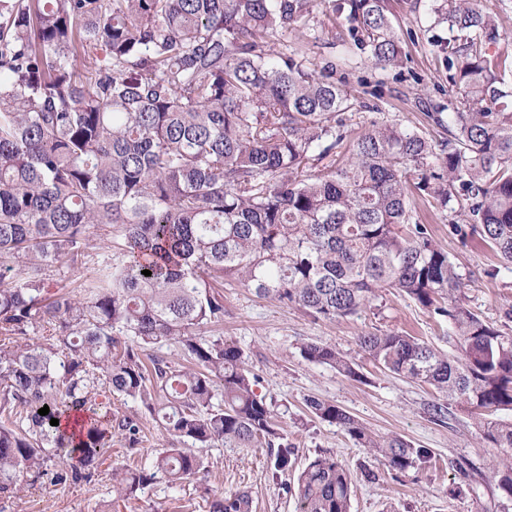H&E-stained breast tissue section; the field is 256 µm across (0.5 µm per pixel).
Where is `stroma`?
Here are the masks:
<instances>
[{"label": "stroma", "mask_w": 512, "mask_h": 512, "mask_svg": "<svg viewBox=\"0 0 512 512\" xmlns=\"http://www.w3.org/2000/svg\"><path fill=\"white\" fill-rule=\"evenodd\" d=\"M392 19L407 53L403 68L374 69L366 61L343 60L347 31L333 22L326 0L315 9L317 39L303 45L311 62L336 63V80L346 85L361 104L360 110L343 113L348 136H355L371 122L397 123L418 131L431 142L448 139L447 126L430 118L427 102L447 103L448 73L438 48L448 29L434 25L428 0H391ZM413 216L426 224L435 243L468 279L462 297L484 321L512 334V265L502 263L490 245L473 239L461 245L448 231L451 213L432 198L415 197ZM497 269L496 279L486 276ZM225 339L244 353L257 376L256 392L271 403L277 422L296 448L298 467L321 452L335 454L350 470L353 492L351 512H502L490 478L489 465L497 450L483 437L480 418L462 403H451L446 423H433L424 413L435 391L425 385L379 368L360 351L361 334L406 332L440 352L455 356L458 349L447 322L433 319L414 301L397 293H382L358 315L334 321H316L302 311L256 297L236 283L224 286ZM306 343L324 344L359 365L365 381L348 379L325 364L306 360L300 348ZM319 398L343 407L372 432L397 435L430 449L425 468L394 478L379 469L375 481L362 475L369 462L359 447L338 426L316 418L307 401ZM127 443L114 438L108 462L102 463L90 483H44L25 489L19 498L0 500V512H106L111 499L112 464L124 461ZM213 465L207 484L213 492L248 489L253 512H296L294 498L271 479L263 448H221L212 452ZM467 476H460V469ZM461 482L463 493L452 499L448 489ZM115 512H208L193 487L171 490L157 484L116 506Z\"/></svg>", "instance_id": "1"}]
</instances>
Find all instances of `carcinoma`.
<instances>
[{
    "instance_id": "cac0c4a2",
    "label": "carcinoma",
    "mask_w": 512,
    "mask_h": 512,
    "mask_svg": "<svg viewBox=\"0 0 512 512\" xmlns=\"http://www.w3.org/2000/svg\"><path fill=\"white\" fill-rule=\"evenodd\" d=\"M330 2L372 65L402 66L389 0ZM316 5L0 0V499L18 497L24 475L91 482L114 435L135 447L142 416L103 408L107 394L162 416L176 440L139 468L112 467V500L160 478L196 484L209 512H251L249 491L213 496L199 479L207 451L265 448L278 481L295 448L243 351L217 331L226 281L323 320L383 291L404 295L448 320L461 356L398 332L359 337L361 351L433 387L434 423L451 401L512 410V334L464 303L463 275L411 214L413 191L424 192L457 217L461 242L477 235L512 265V34L472 0H430L451 33L440 44L448 105L436 113L440 123L448 111V142L373 122L345 148L339 116L357 99L335 63L318 70L298 48L315 38ZM288 29L296 42L271 49ZM63 258L87 275L51 292ZM165 344L180 357L159 353ZM301 354L365 381L331 346ZM307 406L397 478L430 461L336 404ZM482 428L500 449L498 497L512 503V422ZM284 490L298 512H350V472L331 453Z\"/></svg>"
}]
</instances>
